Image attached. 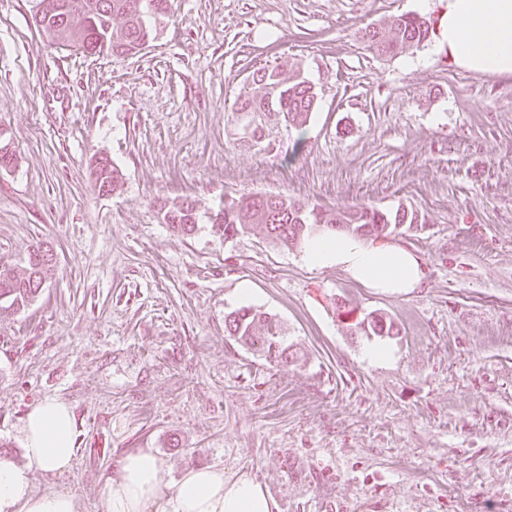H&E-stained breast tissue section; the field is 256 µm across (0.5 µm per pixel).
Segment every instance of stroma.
Returning <instances> with one entry per match:
<instances>
[{"mask_svg": "<svg viewBox=\"0 0 512 512\" xmlns=\"http://www.w3.org/2000/svg\"><path fill=\"white\" fill-rule=\"evenodd\" d=\"M441 0H173L149 46L115 59L48 42L29 0H0V261L56 255L25 311L0 315V455L23 463L39 402L75 420L69 472L39 492L103 512L118 461L153 449L171 480L247 475L278 512H512V75L448 61L426 41L373 54L362 28ZM301 64L317 105L304 136L237 147L228 121L248 74ZM123 173L94 190L87 163ZM280 194L328 209L405 206L426 224L384 241L421 261L381 293L258 231H172L156 203ZM399 336H352L337 299ZM276 315L302 358L273 365L224 317ZM390 358L372 360L370 349ZM90 175L99 192H114L120 185L122 174L112 160L104 154L90 160Z\"/></svg>", "mask_w": 512, "mask_h": 512, "instance_id": "35a3bbf8", "label": "stroma"}]
</instances>
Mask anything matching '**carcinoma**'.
Returning a JSON list of instances; mask_svg holds the SVG:
<instances>
[{"label":"carcinoma","instance_id":"carcinoma-1","mask_svg":"<svg viewBox=\"0 0 512 512\" xmlns=\"http://www.w3.org/2000/svg\"><path fill=\"white\" fill-rule=\"evenodd\" d=\"M51 2L54 7L34 18L47 38L86 55L105 53L116 58L139 53L144 43L157 36V20L169 19L171 11V0ZM430 32L423 17L403 14L386 29L365 28L363 40L374 54L395 56L418 48ZM316 100L314 84L299 67L285 69L266 64L253 69L231 113L238 147L250 150L261 143L265 128L271 124L302 132ZM89 168L98 191L109 193L119 187L122 174L107 155L93 156ZM160 214L164 223L182 235L199 230L200 213L191 201H166L160 205ZM207 221L210 232L226 240L259 229L286 248L316 234L378 238L403 224L426 223L424 215L405 206L386 211L366 206L333 211L281 195L226 197L224 206L208 213ZM52 261L50 250L37 247L19 267L0 265V314L21 312L33 304L46 283ZM224 328L228 336L271 364H294L299 360L285 327L274 315L243 307L224 316ZM349 328L353 334L363 336L400 334L393 320L375 311L349 324Z\"/></svg>","mask_w":512,"mask_h":512}]
</instances>
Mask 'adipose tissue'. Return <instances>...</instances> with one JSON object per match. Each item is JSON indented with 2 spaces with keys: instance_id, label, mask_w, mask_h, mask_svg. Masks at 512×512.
<instances>
[{
  "instance_id": "1",
  "label": "adipose tissue",
  "mask_w": 512,
  "mask_h": 512,
  "mask_svg": "<svg viewBox=\"0 0 512 512\" xmlns=\"http://www.w3.org/2000/svg\"><path fill=\"white\" fill-rule=\"evenodd\" d=\"M433 30L449 59L471 71L512 75V0H444ZM311 268L335 266L362 285L386 293H408L425 277L409 251L346 235L308 238L302 254ZM75 422L68 404L47 399L28 413L25 463L0 457V512H77L71 494L32 489L31 471L64 473L74 457ZM104 512H276L274 500L249 476H225L209 466L170 482L151 450L140 448L119 461V475L103 491Z\"/></svg>"
}]
</instances>
